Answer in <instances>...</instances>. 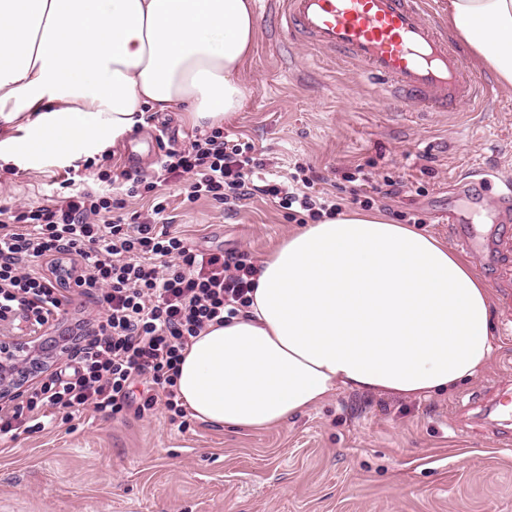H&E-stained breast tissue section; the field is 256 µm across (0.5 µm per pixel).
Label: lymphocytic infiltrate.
<instances>
[{"mask_svg": "<svg viewBox=\"0 0 512 512\" xmlns=\"http://www.w3.org/2000/svg\"><path fill=\"white\" fill-rule=\"evenodd\" d=\"M266 167L254 144L217 126L167 149L152 177L122 173L125 196L78 183L49 205L0 206V316L40 321L59 311V291L75 286L101 307L91 339L65 367L25 400L0 407L1 438L41 431L62 412L119 414L137 381L148 386L138 415L162 409L170 422H184L176 388L183 353L207 326L250 307L257 268L241 253L192 247L173 227L162 185L180 182L187 204L233 206L259 194L298 224L334 218L347 204L371 210L377 197L403 188L388 178L366 190L370 178L357 167L346 176L352 187L343 204L318 189L310 163L283 180L265 178ZM143 192L146 211H128V198Z\"/></svg>", "mask_w": 512, "mask_h": 512, "instance_id": "obj_1", "label": "lymphocytic infiltrate"}]
</instances>
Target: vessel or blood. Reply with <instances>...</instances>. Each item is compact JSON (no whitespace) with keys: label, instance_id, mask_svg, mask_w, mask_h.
Returning <instances> with one entry per match:
<instances>
[{"label":"vessel or blood","instance_id":"1","mask_svg":"<svg viewBox=\"0 0 512 512\" xmlns=\"http://www.w3.org/2000/svg\"><path fill=\"white\" fill-rule=\"evenodd\" d=\"M288 39L361 67L399 108L456 111L486 86L468 77L462 55L429 18V0H281Z\"/></svg>","mask_w":512,"mask_h":512}]
</instances>
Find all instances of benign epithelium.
Masks as SVG:
<instances>
[{
    "label": "benign epithelium",
    "mask_w": 512,
    "mask_h": 512,
    "mask_svg": "<svg viewBox=\"0 0 512 512\" xmlns=\"http://www.w3.org/2000/svg\"><path fill=\"white\" fill-rule=\"evenodd\" d=\"M5 329H16L18 333L7 338L0 336V398H14L21 396L30 379L47 370L49 363L63 356L70 345L58 340L48 347L42 325L20 326L0 321V332Z\"/></svg>",
    "instance_id": "7a95c632"
}]
</instances>
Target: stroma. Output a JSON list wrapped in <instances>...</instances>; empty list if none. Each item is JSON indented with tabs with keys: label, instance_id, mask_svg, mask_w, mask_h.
Here are the masks:
<instances>
[{
	"label": "stroma",
	"instance_id": "stroma-1",
	"mask_svg": "<svg viewBox=\"0 0 512 512\" xmlns=\"http://www.w3.org/2000/svg\"><path fill=\"white\" fill-rule=\"evenodd\" d=\"M257 34L241 77L252 94L224 129L250 138L276 170L313 165L322 188L339 192L362 165L371 184L390 177L403 193L383 208L414 211L422 232L456 252L455 212L480 244L468 252L491 292L498 352L488 368L449 393L426 399L343 391L280 427L235 432L164 412L139 417L91 410L40 433L0 439V512H512V417L494 416L512 394V207L495 192H456L471 167L512 176V89L492 84L490 104L455 114L395 111L354 66L301 44L274 53V5L252 0ZM175 146L197 135L178 112H151L109 159L79 167L85 186L115 170L150 175L159 133ZM64 168L0 170V205L47 202ZM167 195L176 227L200 249L236 251L260 262L290 232L283 209L253 197L235 212ZM99 309L80 289L67 293L50 327L65 334Z\"/></svg>",
	"mask_w": 512,
	"mask_h": 512
}]
</instances>
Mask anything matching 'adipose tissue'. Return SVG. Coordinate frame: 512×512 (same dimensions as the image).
Returning a JSON list of instances; mask_svg holds the SVG:
<instances>
[{
	"instance_id": "1",
	"label": "adipose tissue",
	"mask_w": 512,
	"mask_h": 512,
	"mask_svg": "<svg viewBox=\"0 0 512 512\" xmlns=\"http://www.w3.org/2000/svg\"><path fill=\"white\" fill-rule=\"evenodd\" d=\"M473 66L512 88V0H448ZM256 37L250 0H0V167H70L181 111L231 120ZM247 312L207 326L177 388L192 417L281 426L341 390L425 398L484 371L490 290L466 255L375 215L288 234Z\"/></svg>"
}]
</instances>
